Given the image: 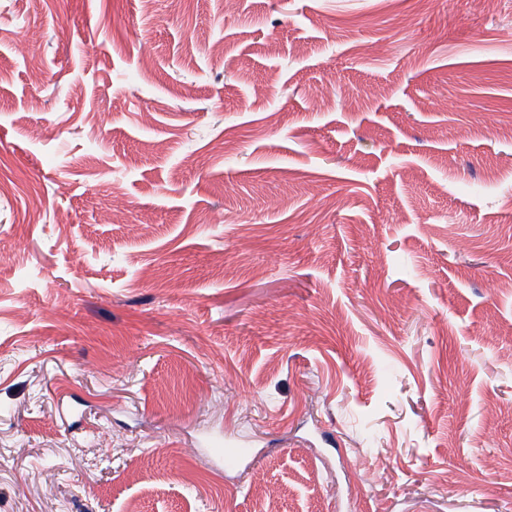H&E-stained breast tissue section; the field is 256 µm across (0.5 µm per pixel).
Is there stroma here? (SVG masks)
Segmentation results:
<instances>
[{"label": "stroma", "instance_id": "35a3bbf8", "mask_svg": "<svg viewBox=\"0 0 512 512\" xmlns=\"http://www.w3.org/2000/svg\"><path fill=\"white\" fill-rule=\"evenodd\" d=\"M510 122L512 0H0V512H512Z\"/></svg>", "mask_w": 512, "mask_h": 512}]
</instances>
